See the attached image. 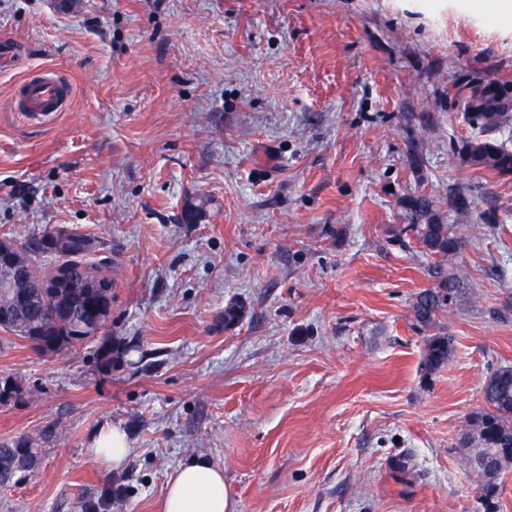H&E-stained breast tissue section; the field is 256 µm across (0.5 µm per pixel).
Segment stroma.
<instances>
[{
    "label": "stroma",
    "instance_id": "1",
    "mask_svg": "<svg viewBox=\"0 0 512 512\" xmlns=\"http://www.w3.org/2000/svg\"><path fill=\"white\" fill-rule=\"evenodd\" d=\"M0 238L91 233L112 263L113 343L0 349L22 392L0 441L40 438L0 512H159L194 456L236 512H484L460 437L485 378L512 366V174L461 164L460 86L512 83V28L466 0H0ZM64 74L66 111H15V85ZM470 201L467 300L434 332L412 303L430 261L409 197ZM203 206L183 223L186 205ZM241 318L225 325L224 311ZM128 435L120 470L102 428ZM453 351V339L445 334H433L426 337L424 348V366L430 372L441 368ZM93 458L109 468H122L130 453L126 433L118 427L99 430L92 438Z\"/></svg>",
    "mask_w": 512,
    "mask_h": 512
}]
</instances>
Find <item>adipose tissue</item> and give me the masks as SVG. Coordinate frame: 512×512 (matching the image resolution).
Returning a JSON list of instances; mask_svg holds the SVG:
<instances>
[{
	"mask_svg": "<svg viewBox=\"0 0 512 512\" xmlns=\"http://www.w3.org/2000/svg\"><path fill=\"white\" fill-rule=\"evenodd\" d=\"M91 452L97 462L122 468L130 453L126 433L117 427L99 430ZM161 512H235L223 468L202 456L181 463L168 477Z\"/></svg>",
	"mask_w": 512,
	"mask_h": 512,
	"instance_id": "1",
	"label": "adipose tissue"
}]
</instances>
